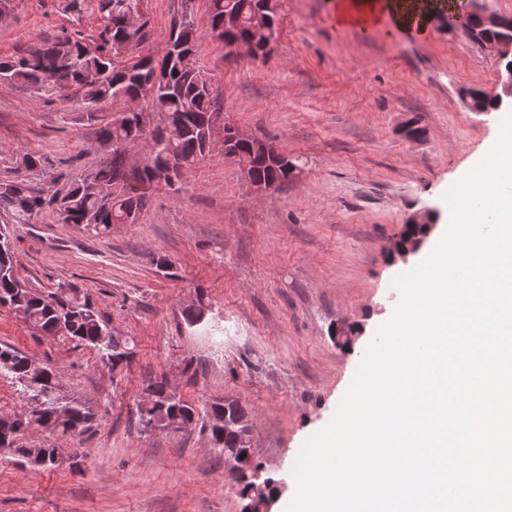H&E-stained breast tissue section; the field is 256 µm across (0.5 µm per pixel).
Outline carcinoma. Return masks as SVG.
<instances>
[{"mask_svg":"<svg viewBox=\"0 0 512 512\" xmlns=\"http://www.w3.org/2000/svg\"><path fill=\"white\" fill-rule=\"evenodd\" d=\"M95 11L102 21L98 50L90 52L83 39L68 34L52 41L33 45L17 56L0 59V83L23 87L39 98L72 89L77 93L81 109L94 119L107 106L120 104L117 117L101 128L103 143L112 145V159L100 164L83 178L70 184L66 192L54 200L56 213L63 223L84 225L100 236L114 224L135 223L161 179L169 160L181 162L188 169L201 160L209 146L203 136L215 109L207 78L195 63L180 57L166 56L154 63L141 53L147 33L137 29L130 33L131 47L123 58L112 56V42L121 35V21L131 13H140L141 0H94ZM275 19L271 0H210L204 31L230 46L250 37L254 16ZM512 38V19L499 29H483L474 21L467 39L492 41ZM169 41L196 54L198 27L191 20L174 22ZM140 99L147 109L164 113L169 123L152 132L155 152L137 172L127 169L122 145L141 136L140 126L126 123L124 113L129 100ZM239 164L247 166V174L255 180L288 183V170L253 155L251 147L238 148ZM0 210L15 224H29L49 202L18 181L0 183ZM427 229L422 224H404L395 234L399 245L423 239ZM0 306L15 311L36 331L56 336L76 348L88 347L101 360L114 367L127 363L135 354L136 342L131 336H120L100 317L87 290L72 284H59L44 291L34 290L19 279L14 251L7 233L0 230ZM30 357L10 346L0 347V375L11 377L23 396L22 409L9 417L8 447L34 469L59 465L60 449L49 443L22 441V437L42 430L50 434L81 438L93 428L97 413L94 406L69 395L59 376L44 367L37 372L29 365ZM152 407L137 409L143 430L165 428L179 420L184 427L202 419L209 423L211 440L220 453L234 452L244 465L256 462L252 452V419L238 401L224 399L200 406L171 392L167 379L150 381Z\"/></svg>","mask_w":512,"mask_h":512,"instance_id":"obj_1","label":"carcinoma"}]
</instances>
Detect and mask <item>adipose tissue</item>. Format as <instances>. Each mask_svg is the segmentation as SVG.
<instances>
[{"instance_id": "adipose-tissue-1", "label": "adipose tissue", "mask_w": 512, "mask_h": 512, "mask_svg": "<svg viewBox=\"0 0 512 512\" xmlns=\"http://www.w3.org/2000/svg\"><path fill=\"white\" fill-rule=\"evenodd\" d=\"M447 6V0H336V18L344 25L364 26L385 15L394 27L405 29Z\"/></svg>"}]
</instances>
